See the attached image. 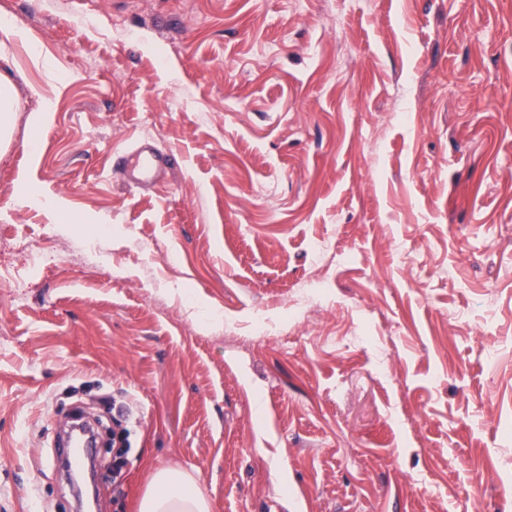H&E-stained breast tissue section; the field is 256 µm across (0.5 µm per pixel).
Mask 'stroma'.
<instances>
[{"instance_id":"35a3bbf8","label":"stroma","mask_w":512,"mask_h":512,"mask_svg":"<svg viewBox=\"0 0 512 512\" xmlns=\"http://www.w3.org/2000/svg\"><path fill=\"white\" fill-rule=\"evenodd\" d=\"M1 15L0 512H73L53 437L105 393L96 512L173 466L211 512H512V0ZM15 87L12 82L0 79V139L6 140L11 133ZM170 163V155L158 152L147 141L139 143L124 160V168L129 170L128 181L132 184L149 182Z\"/></svg>"}]
</instances>
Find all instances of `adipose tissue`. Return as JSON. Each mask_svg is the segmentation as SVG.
Instances as JSON below:
<instances>
[{
  "instance_id": "adipose-tissue-1",
  "label": "adipose tissue",
  "mask_w": 512,
  "mask_h": 512,
  "mask_svg": "<svg viewBox=\"0 0 512 512\" xmlns=\"http://www.w3.org/2000/svg\"><path fill=\"white\" fill-rule=\"evenodd\" d=\"M139 512H211L208 499L196 480L183 470L154 471Z\"/></svg>"
}]
</instances>
